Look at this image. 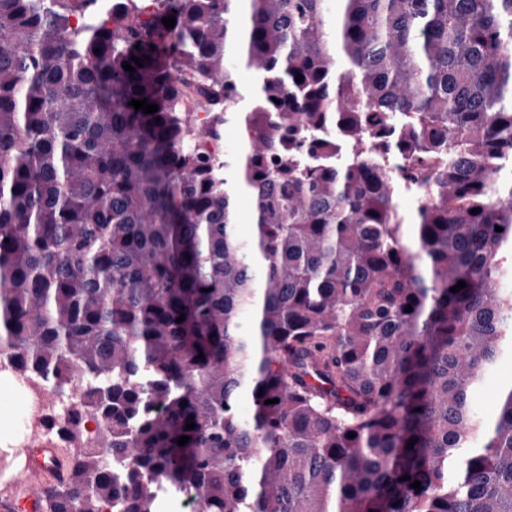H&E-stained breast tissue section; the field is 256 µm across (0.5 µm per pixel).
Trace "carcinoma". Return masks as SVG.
<instances>
[{
  "label": "carcinoma",
  "instance_id": "obj_1",
  "mask_svg": "<svg viewBox=\"0 0 512 512\" xmlns=\"http://www.w3.org/2000/svg\"><path fill=\"white\" fill-rule=\"evenodd\" d=\"M101 2L0 0V351L100 423L39 512H512V0ZM512 378V364H504L496 376L478 394L477 402L486 413H492L496 404L497 394L501 385L509 383Z\"/></svg>",
  "mask_w": 512,
  "mask_h": 512
}]
</instances>
